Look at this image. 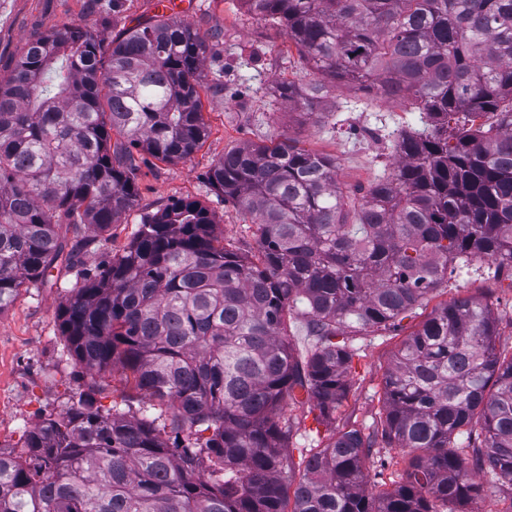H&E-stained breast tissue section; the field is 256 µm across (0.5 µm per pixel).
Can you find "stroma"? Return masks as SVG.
Instances as JSON below:
<instances>
[{"instance_id": "stroma-1", "label": "stroma", "mask_w": 512, "mask_h": 512, "mask_svg": "<svg viewBox=\"0 0 512 512\" xmlns=\"http://www.w3.org/2000/svg\"><path fill=\"white\" fill-rule=\"evenodd\" d=\"M153 0H0V81L7 79L32 38L68 26L92 29L103 46L153 17ZM174 21L191 25L209 39L203 60L206 88L201 93L208 136L190 158L166 163L136 153L135 208L113 224L104 241L82 255L87 272L98 271L136 235L142 218L181 199L206 206L226 248L255 253V226L224 202L206 174L224 154L247 144L289 137L300 147L334 157L336 180L360 197L396 165L394 141L420 125L418 112L388 103L372 93L326 84L319 116H304L303 102L278 100L276 87L293 82L308 89L315 76L278 24L248 12L243 0H192ZM76 283L68 270H52L47 282H28L0 313V445L18 447L40 419L65 412L81 394L93 392L104 414L157 416L154 402L133 390L121 368L90 375L70 354L59 331V311ZM457 296L487 300L499 320L497 348H512V278L494 266L472 262L456 269L432 292L425 306L404 314L395 328L357 336L349 374L350 392L336 413L337 423L372 429L382 414V379L394 352L426 319L431 309ZM310 403L284 402L281 416L294 425L292 463L300 465L318 447L321 429ZM407 465L404 449L378 444L367 465L372 494L400 482Z\"/></svg>"}]
</instances>
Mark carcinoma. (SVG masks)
<instances>
[{"instance_id": "cac0c4a2", "label": "carcinoma", "mask_w": 512, "mask_h": 512, "mask_svg": "<svg viewBox=\"0 0 512 512\" xmlns=\"http://www.w3.org/2000/svg\"><path fill=\"white\" fill-rule=\"evenodd\" d=\"M242 2L320 76L306 93L280 83L281 100L312 109L329 80L407 102L423 125L357 201L335 158L289 137L225 154L208 180L256 224L250 257L180 200L78 272L59 314L77 362L121 367L167 417L104 415L83 396L35 423L23 451L0 448V512H439L474 499L480 475L512 485V350L480 298L434 308L403 341L376 427L336 426L356 336L395 327L458 261L512 276V0ZM206 49L162 17L109 48L75 26L28 42L0 81V311L133 208L132 150L176 162L201 147ZM293 319L312 337L302 359ZM298 390L327 435L297 480L280 410ZM380 440L409 459L373 497Z\"/></svg>"}]
</instances>
